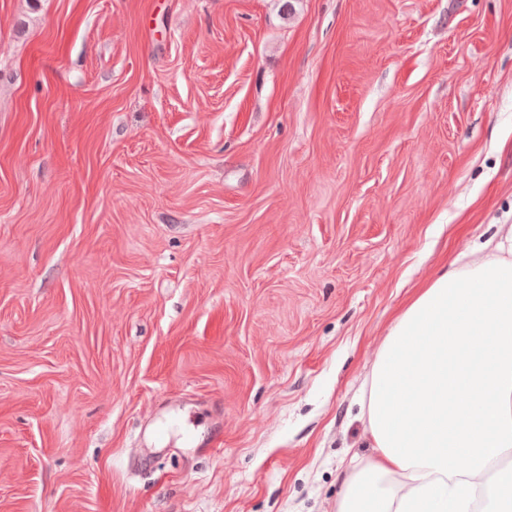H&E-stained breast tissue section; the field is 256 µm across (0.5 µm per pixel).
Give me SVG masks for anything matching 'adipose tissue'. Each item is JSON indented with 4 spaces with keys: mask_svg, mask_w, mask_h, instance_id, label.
Segmentation results:
<instances>
[{
    "mask_svg": "<svg viewBox=\"0 0 512 512\" xmlns=\"http://www.w3.org/2000/svg\"><path fill=\"white\" fill-rule=\"evenodd\" d=\"M371 449L336 512H512V225L397 317L360 393Z\"/></svg>",
    "mask_w": 512,
    "mask_h": 512,
    "instance_id": "ef3b65f1",
    "label": "adipose tissue"
}]
</instances>
